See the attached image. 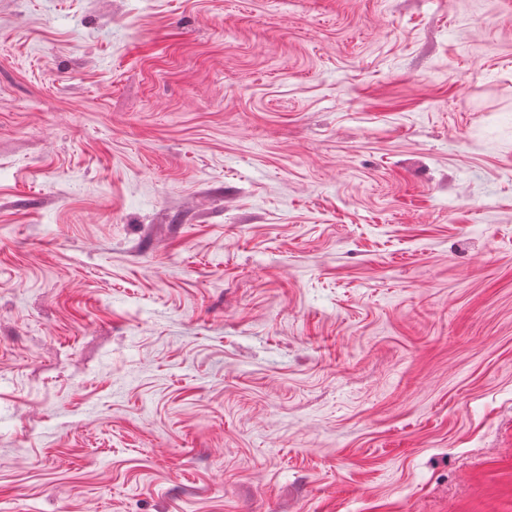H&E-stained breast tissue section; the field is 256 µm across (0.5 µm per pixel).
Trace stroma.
Returning a JSON list of instances; mask_svg holds the SVG:
<instances>
[{"instance_id": "obj_1", "label": "stroma", "mask_w": 512, "mask_h": 512, "mask_svg": "<svg viewBox=\"0 0 512 512\" xmlns=\"http://www.w3.org/2000/svg\"><path fill=\"white\" fill-rule=\"evenodd\" d=\"M0 512H512V0H0Z\"/></svg>"}]
</instances>
